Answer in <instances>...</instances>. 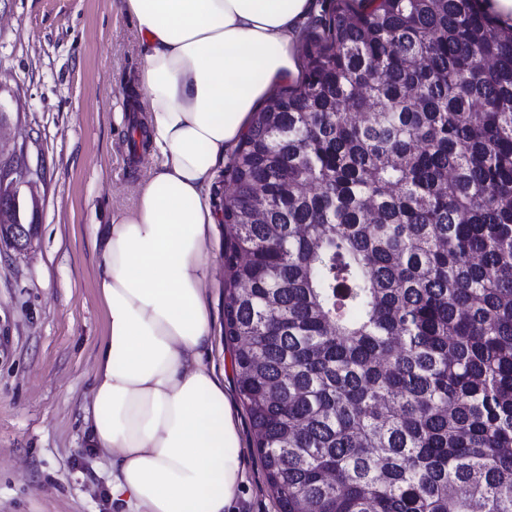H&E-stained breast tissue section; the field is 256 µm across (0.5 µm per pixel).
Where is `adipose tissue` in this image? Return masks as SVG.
Returning <instances> with one entry per match:
<instances>
[{
    "label": "adipose tissue",
    "mask_w": 512,
    "mask_h": 512,
    "mask_svg": "<svg viewBox=\"0 0 512 512\" xmlns=\"http://www.w3.org/2000/svg\"><path fill=\"white\" fill-rule=\"evenodd\" d=\"M133 19L154 164L134 205L95 227L105 312L92 448L113 512H233L239 436L206 355L215 184L268 89L292 81L316 0H113Z\"/></svg>",
    "instance_id": "obj_1"
}]
</instances>
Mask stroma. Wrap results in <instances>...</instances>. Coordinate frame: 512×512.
<instances>
[{"label":"stroma","mask_w":512,"mask_h":512,"mask_svg":"<svg viewBox=\"0 0 512 512\" xmlns=\"http://www.w3.org/2000/svg\"><path fill=\"white\" fill-rule=\"evenodd\" d=\"M139 39L112 0H0V83L14 94L11 143L32 172L37 233L0 251V512H112V462L85 448L104 331L94 227L132 206L153 165L131 153L147 114ZM208 353L240 435L236 512H279L224 338V241L212 248Z\"/></svg>","instance_id":"1"}]
</instances>
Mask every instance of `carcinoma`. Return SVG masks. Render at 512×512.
I'll return each instance as SVG.
<instances>
[{
    "label": "carcinoma",
    "instance_id": "cac0c4a2",
    "mask_svg": "<svg viewBox=\"0 0 512 512\" xmlns=\"http://www.w3.org/2000/svg\"><path fill=\"white\" fill-rule=\"evenodd\" d=\"M475 2L337 0L235 149L224 336L281 512H512V28Z\"/></svg>",
    "mask_w": 512,
    "mask_h": 512
}]
</instances>
